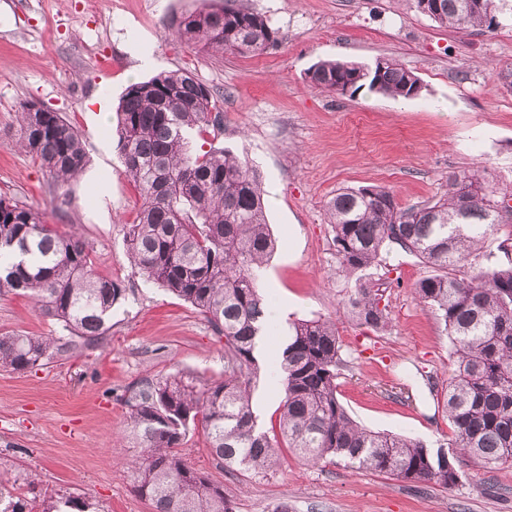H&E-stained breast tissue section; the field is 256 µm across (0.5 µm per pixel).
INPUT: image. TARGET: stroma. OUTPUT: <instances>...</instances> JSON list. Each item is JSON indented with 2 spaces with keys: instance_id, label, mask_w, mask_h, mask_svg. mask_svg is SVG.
Instances as JSON below:
<instances>
[{
  "instance_id": "stroma-1",
  "label": "stroma",
  "mask_w": 512,
  "mask_h": 512,
  "mask_svg": "<svg viewBox=\"0 0 512 512\" xmlns=\"http://www.w3.org/2000/svg\"><path fill=\"white\" fill-rule=\"evenodd\" d=\"M265 14L281 45L259 56L187 47L173 22L205 0H0V195L45 211L62 235L79 231L95 272L124 295L99 346L32 372L0 369V473L33 477L30 496H87L103 512H154L139 497L127 462L139 441L126 425L127 390L145 376L221 381L222 335L189 303L147 282L126 256L122 225L138 193L119 158L110 121L131 83L184 69L219 90L224 125L192 135L195 152L220 144L247 154L263 175L268 222L277 240L260 279L282 310L277 333L262 337L253 392L258 424L271 431L283 387L268 352L294 319L338 318L346 369L339 399L365 428L447 443L444 393L454 368L448 333L414 294L430 270L391 250L381 281L391 324L361 327L338 311L354 286L341 272L327 204L338 190L390 189L400 206L448 191L450 175L489 169L512 185V24L458 32L420 13L413 0H235ZM396 59L423 84L420 97L395 100L360 91L311 88L318 61ZM60 113L84 138L89 162L60 200L41 163L18 146L22 104ZM26 297H0V334H60ZM184 460L223 484L236 512H512V469L464 464L454 486L410 487L394 477L342 465L306 464L284 453L267 476L216 468L201 431L180 447Z\"/></svg>"
}]
</instances>
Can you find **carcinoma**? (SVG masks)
I'll return each mask as SVG.
<instances>
[{
    "label": "carcinoma",
    "mask_w": 512,
    "mask_h": 512,
    "mask_svg": "<svg viewBox=\"0 0 512 512\" xmlns=\"http://www.w3.org/2000/svg\"><path fill=\"white\" fill-rule=\"evenodd\" d=\"M512 19V0H440L428 14L456 31H492ZM176 38L216 53L265 54L280 43L268 18L244 6L212 5L183 16ZM315 89L351 86L414 99L419 77L392 58L368 67L336 59L307 72ZM20 148L38 158L61 189L87 163L81 135L57 113L18 112ZM218 94L188 71L160 72L130 84L116 112L122 162L141 206L122 225L132 266L152 282L200 310L224 335V381L199 387L186 376L141 379L125 398L127 425L139 439L130 463L136 493L154 512H234L224 486L182 460L178 448L201 429L216 466L264 474L277 469L285 447L307 464L329 462L395 476L414 486L448 487L467 458L488 471L512 467V266L476 267L466 278L452 274L479 253L500 226L512 222L497 211L512 187H497L486 170L448 177V194L408 208L392 191L368 186L342 189L328 204L340 267L356 276L344 314L384 331L390 319L383 294L357 274L382 265L393 247L432 269L414 288L448 331L455 368L445 407L453 427L448 445L373 432L357 424L338 397L344 360L336 323L296 319L279 371L284 395L279 437L258 428L251 384L261 337L274 328L260 291V270L275 247L265 219L262 176L245 156L221 146L190 150V132L219 128ZM30 296L64 336L0 334V368L38 370L53 360L92 347L108 335L112 308L123 289L92 269L86 242L61 236L40 209L0 196V295ZM0 512H102L83 496L45 492L29 499L17 483H0Z\"/></svg>",
    "instance_id": "1"
}]
</instances>
